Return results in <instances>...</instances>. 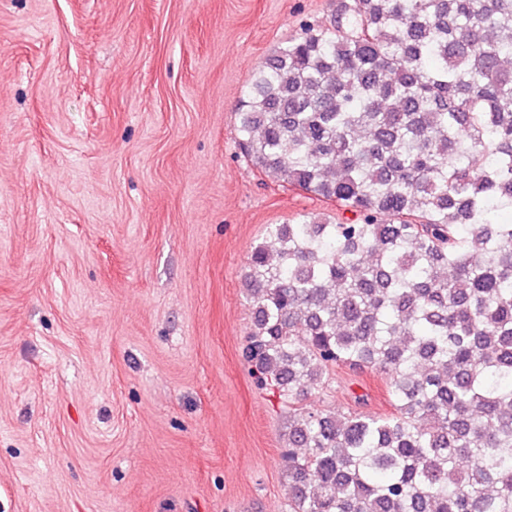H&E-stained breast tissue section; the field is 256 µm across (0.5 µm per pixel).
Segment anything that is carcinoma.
<instances>
[{
  "instance_id": "1",
  "label": "carcinoma",
  "mask_w": 512,
  "mask_h": 512,
  "mask_svg": "<svg viewBox=\"0 0 512 512\" xmlns=\"http://www.w3.org/2000/svg\"><path fill=\"white\" fill-rule=\"evenodd\" d=\"M238 120L341 213L267 225L245 361L290 407L340 365L393 405L289 415L292 512H512V0H341Z\"/></svg>"
}]
</instances>
